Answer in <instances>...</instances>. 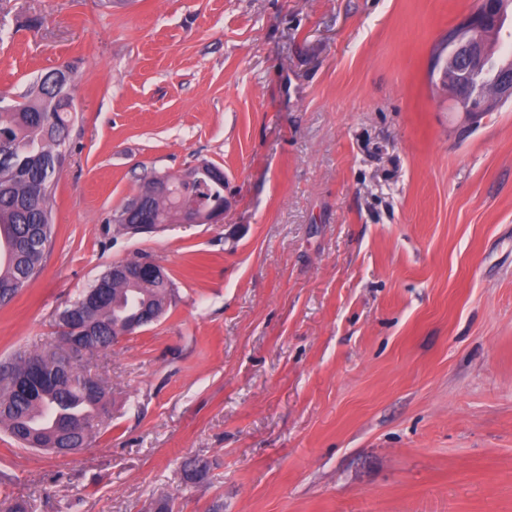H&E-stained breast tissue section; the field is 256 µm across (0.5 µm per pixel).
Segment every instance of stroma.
<instances>
[{"label": "stroma", "instance_id": "35a3bbf8", "mask_svg": "<svg viewBox=\"0 0 512 512\" xmlns=\"http://www.w3.org/2000/svg\"><path fill=\"white\" fill-rule=\"evenodd\" d=\"M478 0H0V104L76 73L54 235L0 362L146 256L166 314L80 366L91 444L0 427L27 512H512V97L432 57ZM223 170L216 224L132 234L145 177ZM203 465L187 479L185 465Z\"/></svg>", "mask_w": 512, "mask_h": 512}]
</instances>
